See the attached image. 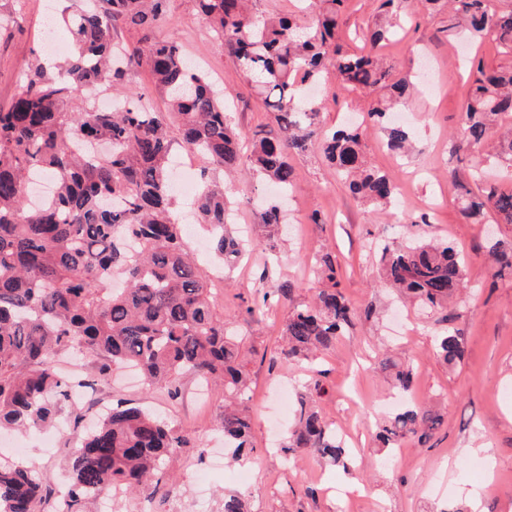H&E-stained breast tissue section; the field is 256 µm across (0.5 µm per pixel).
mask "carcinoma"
Returning <instances> with one entry per match:
<instances>
[{
	"mask_svg": "<svg viewBox=\"0 0 512 512\" xmlns=\"http://www.w3.org/2000/svg\"><path fill=\"white\" fill-rule=\"evenodd\" d=\"M346 0H325L316 21L258 19L252 0H196L199 12L224 41L242 73L272 112L276 131L256 135L249 157L254 175L287 196L293 185L290 156L317 150L350 193L366 204L385 207L396 197L391 175L366 158L357 124L326 129L320 104L304 95L308 85L334 80L339 89L378 92L368 111L380 125L389 149L406 152L409 132L388 120L411 96L414 82L392 80L376 57L386 40L376 30L371 51L343 48L338 17ZM164 0H82L63 19L72 36L71 58L50 71L33 63L23 72L22 90L0 107V430L26 431L51 423L78 387L109 380L112 371L139 369L147 389L170 398L181 380L193 375L218 384L224 406L218 415L224 444L234 456L254 451L247 412L250 373L242 353L246 339L218 313L220 286L187 253L182 225L171 210L168 161L180 142L222 171L238 168L241 147L224 112V94L192 66L179 46L145 36L118 46L121 26L143 30L164 19ZM472 37L491 40L512 54V7L492 11L487 0H448ZM145 63L168 106L154 108L143 95L125 91L128 71ZM477 77L467 98L461 143L477 152L497 144L499 161L512 167V130L499 134L495 117L512 112V69L486 71L470 60ZM107 87L121 100L111 111L89 102L90 92ZM49 173L55 186L43 204L30 207L26 183ZM459 211L477 219L490 209L512 224V189L490 183L482 170L472 183L458 184ZM199 223L212 230L215 250L231 271L241 261L244 238L228 229L224 188L208 185L196 201ZM284 210L270 200L260 214L263 250L279 249ZM384 280L401 295L448 324L437 353L452 366L464 356L463 338L452 327L457 314L448 304L465 288L466 260L434 240L385 243L379 250ZM498 274H512V252L489 246ZM321 284L312 304L294 302L291 283L260 288V297L240 310L253 319L272 301L290 304L283 341L275 352L286 363L313 361L330 351L353 325L357 309L339 291L331 254L314 257ZM81 348L101 360L91 380H73L59 371L56 357ZM374 369L388 374L391 388L407 392L414 382L410 365L379 349ZM441 420L413 406L387 416L378 436L385 448L403 439L427 440ZM190 439L175 426L138 407L118 403L69 456V506L106 487L137 489L161 483L174 449ZM307 450L324 462L354 471L349 448L330 430L311 398L299 400L294 424L280 451ZM50 481L22 462L0 460V512H38L47 502Z\"/></svg>",
	"mask_w": 512,
	"mask_h": 512,
	"instance_id": "1",
	"label": "carcinoma"
}]
</instances>
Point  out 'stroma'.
Segmentation results:
<instances>
[{
  "instance_id": "1",
  "label": "stroma",
  "mask_w": 512,
  "mask_h": 512,
  "mask_svg": "<svg viewBox=\"0 0 512 512\" xmlns=\"http://www.w3.org/2000/svg\"><path fill=\"white\" fill-rule=\"evenodd\" d=\"M76 4L77 0H0V14L11 18L9 25L0 26V107L19 93L27 65L46 58L43 41L49 21ZM390 22L381 0H349L341 20L345 48L367 50V30L388 27ZM154 36L181 45L190 63L201 66L223 88L227 117L243 143H250L257 130H273L271 113L239 78L223 41L210 32L195 0H166V16ZM377 54L396 76H412L423 87L403 106L415 145L409 156L400 159L389 151L382 132H369L366 140L372 162L404 190L403 205L388 216L373 214L371 206L354 199L337 181L322 154L292 157L288 234L278 257L254 250L224 284V314L235 318L255 348L248 401L255 450L246 465L231 461L214 429L224 403L220 390L203 387L188 375L181 381L180 396L172 400L118 371L82 401L62 408L58 424L44 430L53 447H44L33 432H25V460L52 484L51 501L39 512H52L53 505L63 501L70 449L83 428L95 422L100 408L118 399L149 408L174 423L191 442L174 451L168 496L148 486L111 500L112 512H137L143 501L151 502L154 512H220L228 491L245 496L249 512H439L447 505L465 512H512V279L497 277L487 256L488 243L495 241L512 250V224L499 222L492 212L480 224L464 220L453 189L454 181H469L476 164L459 147L463 106L474 80L466 59L476 55L487 68L507 70L512 68V55L489 41L449 35L444 9L407 15ZM317 95L327 128L341 126L349 116L366 115L377 98L368 91L337 94L331 82ZM217 181L236 196L230 204L235 213L232 227L258 223L259 202L270 197L269 186L252 181L245 169L233 177L218 176ZM316 212L324 216V223L310 222ZM423 214L428 223H419ZM405 236L437 239L467 258L468 287L453 302L458 314L454 327L465 345V357L457 366H448L435 353L445 329L438 315L399 304L381 276L373 245ZM321 251L334 255L346 298L371 308L372 314L355 322L320 361L321 373L316 376L269 360L288 304H271L258 322L238 319L237 310L241 300L253 297L264 282H293L295 301L309 302L318 288L312 259ZM394 343L415 373L409 404L422 406L442 423L427 441L405 439L385 467L378 460L374 434L390 412L388 390L368 365L376 347ZM278 384L295 397L321 386L316 405L323 417L334 430L353 435L348 446L357 458L354 474L306 451L286 456L277 450L288 428V414L274 399Z\"/></svg>"
}]
</instances>
